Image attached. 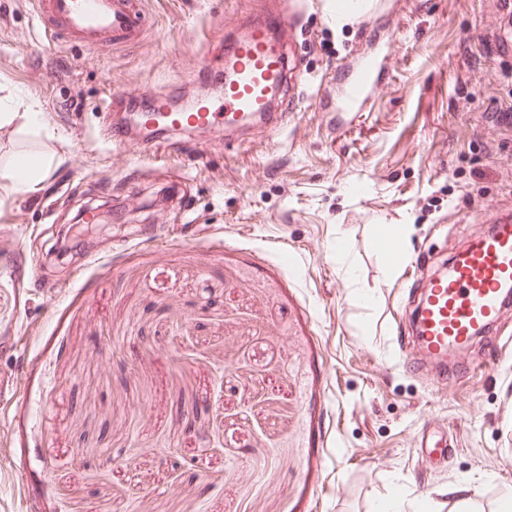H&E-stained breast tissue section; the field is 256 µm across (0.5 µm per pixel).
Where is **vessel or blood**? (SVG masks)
Instances as JSON below:
<instances>
[{"mask_svg": "<svg viewBox=\"0 0 512 512\" xmlns=\"http://www.w3.org/2000/svg\"><path fill=\"white\" fill-rule=\"evenodd\" d=\"M36 14L47 40L62 39L81 47L120 45L136 41L144 31L142 0H36ZM303 18L298 0L248 21L243 34L225 50L235 73L217 100H204L189 109H176L180 95L145 92L153 111L166 113L172 132L244 126L265 117L284 125L288 115L274 106L293 73L288 53ZM384 79V68L370 59L353 69H340L336 80L343 92L338 112L363 111ZM486 232L468 240L448 267L410 282L404 311L410 324L397 331L394 344L403 368L431 381L438 389L455 386L475 372L459 361L476 336L491 338L490 365L504 362L512 339L500 338L498 321L512 306V215L487 219Z\"/></svg>", "mask_w": 512, "mask_h": 512, "instance_id": "b4317fda", "label": "vessel or blood"}]
</instances>
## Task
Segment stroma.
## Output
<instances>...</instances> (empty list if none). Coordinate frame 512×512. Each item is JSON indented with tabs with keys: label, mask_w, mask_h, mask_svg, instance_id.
I'll return each mask as SVG.
<instances>
[{
	"label": "stroma",
	"mask_w": 512,
	"mask_h": 512,
	"mask_svg": "<svg viewBox=\"0 0 512 512\" xmlns=\"http://www.w3.org/2000/svg\"><path fill=\"white\" fill-rule=\"evenodd\" d=\"M365 2L342 25L330 0L308 5L292 53L306 110L280 130L110 145L112 92L196 97L227 29L281 0H143L140 40L109 49L47 44L34 0H0V98L46 123L1 127L0 166L51 160L36 191L0 180V512L512 499V367L438 390L393 354L412 255L442 264L512 210V147L481 143L512 139L494 118L512 101L502 0ZM388 46L383 85L338 120L337 69ZM181 191L192 209L176 224ZM387 225L406 228L393 261ZM427 421L453 446L439 469L417 448Z\"/></svg>",
	"instance_id": "35a3bbf8"
}]
</instances>
